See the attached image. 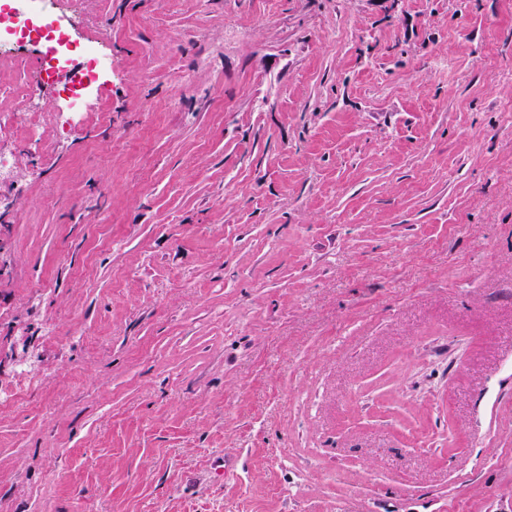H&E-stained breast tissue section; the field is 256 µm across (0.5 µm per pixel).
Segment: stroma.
Instances as JSON below:
<instances>
[{
    "instance_id": "stroma-1",
    "label": "stroma",
    "mask_w": 512,
    "mask_h": 512,
    "mask_svg": "<svg viewBox=\"0 0 512 512\" xmlns=\"http://www.w3.org/2000/svg\"><path fill=\"white\" fill-rule=\"evenodd\" d=\"M79 2L112 76L0 123V512H512V0Z\"/></svg>"
}]
</instances>
